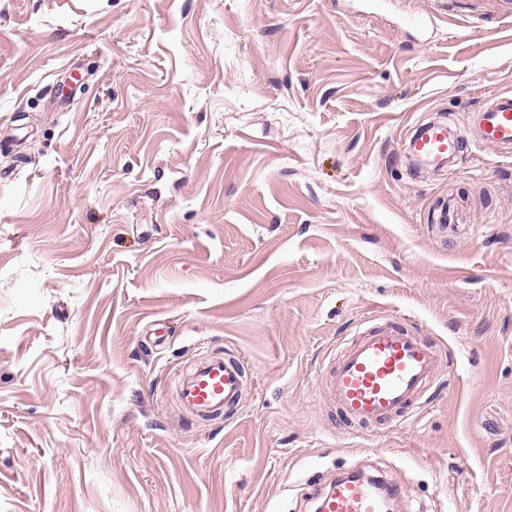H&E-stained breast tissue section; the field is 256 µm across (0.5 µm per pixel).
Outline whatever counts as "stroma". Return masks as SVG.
Returning a JSON list of instances; mask_svg holds the SVG:
<instances>
[{"label":"stroma","instance_id":"stroma-1","mask_svg":"<svg viewBox=\"0 0 512 512\" xmlns=\"http://www.w3.org/2000/svg\"><path fill=\"white\" fill-rule=\"evenodd\" d=\"M375 2L0 0V512H314L351 471L512 512V151L471 144L512 0ZM436 121L461 158L413 174ZM370 316L446 364L352 428L324 380ZM224 353L243 399L194 420ZM247 377L240 359L214 354L194 362L178 380L181 410L201 421L224 415L242 399Z\"/></svg>","mask_w":512,"mask_h":512}]
</instances>
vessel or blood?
<instances>
[{
  "label": "vessel or blood",
  "instance_id": "1",
  "mask_svg": "<svg viewBox=\"0 0 512 512\" xmlns=\"http://www.w3.org/2000/svg\"><path fill=\"white\" fill-rule=\"evenodd\" d=\"M475 148L512 149V95L495 97L476 118ZM412 157L427 166L446 167L457 156V140L446 125L422 128L408 142ZM444 364L439 352L395 325L366 329L341 341L326 379L331 406L350 424L397 423L429 404L430 385ZM247 377L240 359L214 354L194 362L178 380L181 410L199 420L222 416L242 399ZM319 512H381L373 481L339 479L330 485Z\"/></svg>",
  "mask_w": 512,
  "mask_h": 512
}]
</instances>
